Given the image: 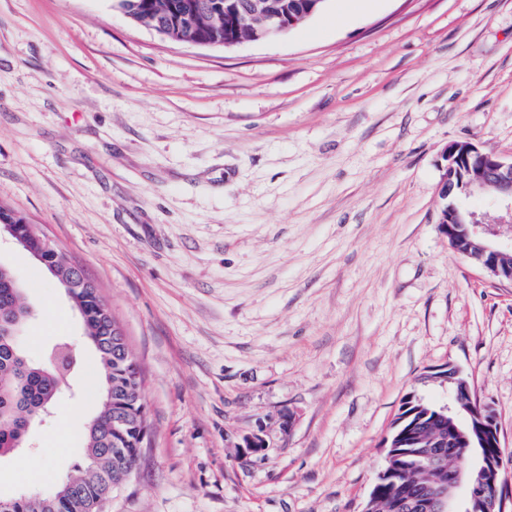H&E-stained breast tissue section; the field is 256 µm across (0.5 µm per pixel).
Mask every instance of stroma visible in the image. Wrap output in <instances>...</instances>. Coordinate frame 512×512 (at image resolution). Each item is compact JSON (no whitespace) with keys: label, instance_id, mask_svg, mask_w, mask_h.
<instances>
[{"label":"stroma","instance_id":"obj_1","mask_svg":"<svg viewBox=\"0 0 512 512\" xmlns=\"http://www.w3.org/2000/svg\"><path fill=\"white\" fill-rule=\"evenodd\" d=\"M339 9L225 49L112 0H0V205L84 268L143 369L151 434L105 512H361L403 397L446 400V364L496 414L512 512V284L438 226L449 144L512 157V0ZM0 262L28 357L83 359L3 497L83 464L100 381L63 289L10 242Z\"/></svg>","mask_w":512,"mask_h":512}]
</instances>
